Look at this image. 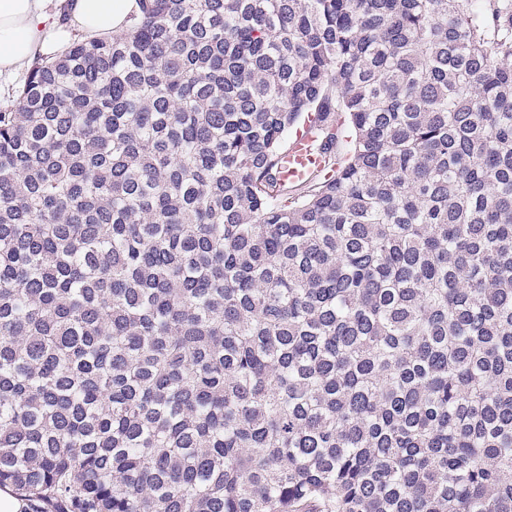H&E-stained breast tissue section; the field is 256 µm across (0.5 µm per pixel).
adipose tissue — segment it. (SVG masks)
Here are the masks:
<instances>
[{
    "instance_id": "ef3b65f1",
    "label": "adipose tissue",
    "mask_w": 512,
    "mask_h": 512,
    "mask_svg": "<svg viewBox=\"0 0 512 512\" xmlns=\"http://www.w3.org/2000/svg\"><path fill=\"white\" fill-rule=\"evenodd\" d=\"M139 11L138 0H0V77L53 55L72 34L125 29Z\"/></svg>"
}]
</instances>
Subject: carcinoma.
Returning a JSON list of instances; mask_svg holds the SVG:
<instances>
[{"label":"carcinoma","instance_id":"cac0c4a2","mask_svg":"<svg viewBox=\"0 0 512 512\" xmlns=\"http://www.w3.org/2000/svg\"><path fill=\"white\" fill-rule=\"evenodd\" d=\"M335 153L295 189L306 124ZM24 512H512V0H141L0 111ZM311 140L309 136L298 135L290 143L280 165L283 181H288V184L305 182L324 168L328 156L314 151L310 146Z\"/></svg>","mask_w":512,"mask_h":512}]
</instances>
